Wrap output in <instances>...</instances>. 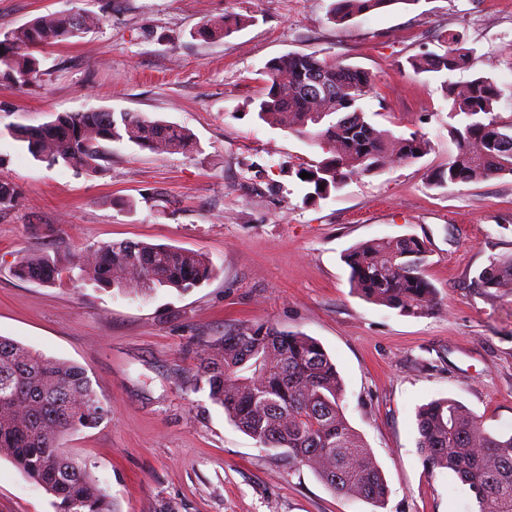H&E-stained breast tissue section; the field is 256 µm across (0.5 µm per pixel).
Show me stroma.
I'll return each mask as SVG.
<instances>
[{
    "instance_id": "35a3bbf8",
    "label": "stroma",
    "mask_w": 512,
    "mask_h": 512,
    "mask_svg": "<svg viewBox=\"0 0 512 512\" xmlns=\"http://www.w3.org/2000/svg\"><path fill=\"white\" fill-rule=\"evenodd\" d=\"M332 0H0V34L48 13L103 15L83 37L40 53L27 90L0 80V181L18 192L0 213V336L86 367L109 410L66 445L84 458L116 512H475L468 486L428 473L416 448L417 408L451 397L487 428L512 429V291L476 282L512 255V175L438 187L455 145L439 78L410 56L442 35L474 49L467 69L512 87V0H420L336 24ZM249 17L220 40L207 19ZM314 53L368 71L379 128L424 135L429 152L355 176L308 201L290 166L320 148L257 121L267 61ZM140 112L188 128L187 151L109 143L95 174L35 160L13 138L63 112ZM414 236L429 248L438 292L407 316L364 300L342 260L350 247ZM167 244L208 254L215 278L147 299L62 278L38 284L14 268L37 253L66 267L82 247ZM318 340L344 383L343 406L379 463L385 505L332 492L307 467L259 447L196 384L211 341L240 325ZM0 512H55L51 496L0 458Z\"/></svg>"
}]
</instances>
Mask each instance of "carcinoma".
I'll return each mask as SVG.
<instances>
[{"instance_id": "1", "label": "carcinoma", "mask_w": 512, "mask_h": 512, "mask_svg": "<svg viewBox=\"0 0 512 512\" xmlns=\"http://www.w3.org/2000/svg\"><path fill=\"white\" fill-rule=\"evenodd\" d=\"M421 0H334L332 18L343 24L354 17ZM252 22L226 15L207 20L196 31L204 39H222ZM103 23L91 13H50L0 38V76L17 88L40 74L35 52L80 37ZM441 52L409 59L413 71L441 78L449 116L462 119L450 134L456 152L435 174L434 185L473 182L512 175V121L496 113L504 90L478 77L460 90L448 75L469 65L474 49L461 52L456 37H442ZM264 93L254 102L257 118L286 129L319 147L327 157L296 169L306 200L326 199L344 182L378 172L388 156L401 161L428 153L422 135L396 137L378 129L364 102L374 94L372 75L314 54L290 53L270 60ZM327 84L308 89L317 76ZM16 138L52 167L60 163L88 174L101 169L107 142H127L158 154L178 153L193 144L184 127L134 112H65L44 125L21 126ZM17 192L0 181V213L14 208ZM427 247L414 237L372 240L343 256L354 289L366 301L408 316L427 313L437 291L424 273ZM76 280L117 290L122 296L150 298L160 289L187 292L211 280L217 269L207 254L145 242L92 245L75 259ZM17 274L53 283L61 269L46 256L31 255ZM489 295L512 283V256L494 258L478 275ZM211 401L256 442L284 450L293 462L314 471L332 491L382 507L388 495L383 472L342 405L344 385L321 344L302 332L284 333L268 325H244L204 350L197 366ZM107 410L86 368L48 356L0 336V457L9 458L30 480L55 498L57 512H114L112 497L92 475L87 462L63 448L65 437L93 427ZM417 448L429 472L454 473L473 493L477 512H512V432L493 431L460 401L434 399L416 411Z\"/></svg>"}]
</instances>
